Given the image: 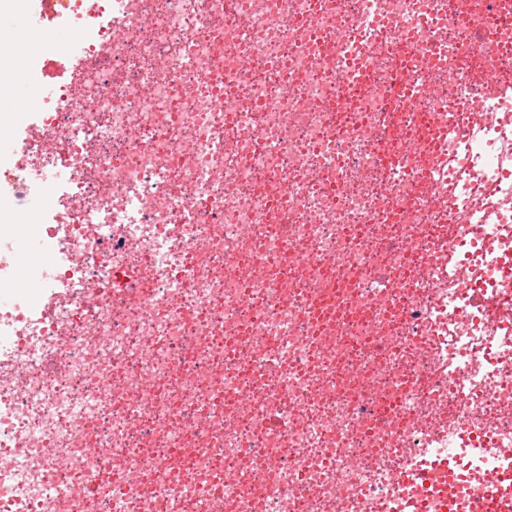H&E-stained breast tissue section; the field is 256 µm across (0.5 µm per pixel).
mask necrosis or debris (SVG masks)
<instances>
[{
  "mask_svg": "<svg viewBox=\"0 0 512 512\" xmlns=\"http://www.w3.org/2000/svg\"><path fill=\"white\" fill-rule=\"evenodd\" d=\"M31 2L0 77H34L30 36L73 47L0 167L47 217L35 257L0 227V512H484L512 468L501 0Z\"/></svg>",
  "mask_w": 512,
  "mask_h": 512,
  "instance_id": "4bbe7bcc",
  "label": "necrosis or debris"
}]
</instances>
